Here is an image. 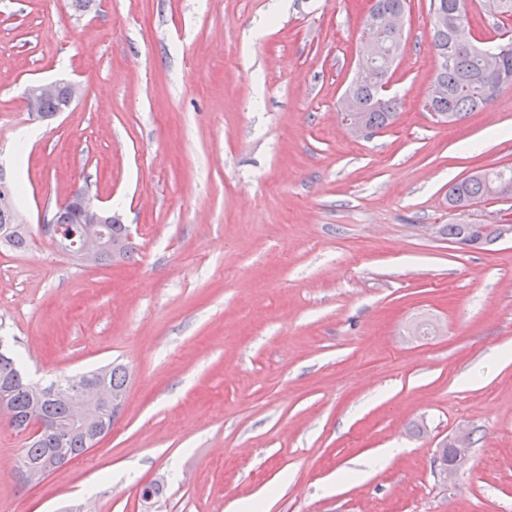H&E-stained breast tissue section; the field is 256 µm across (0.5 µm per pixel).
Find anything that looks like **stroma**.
<instances>
[{
	"label": "stroma",
	"instance_id": "35a3bbf8",
	"mask_svg": "<svg viewBox=\"0 0 512 512\" xmlns=\"http://www.w3.org/2000/svg\"><path fill=\"white\" fill-rule=\"evenodd\" d=\"M429 7L408 2L396 123L357 139L337 112L366 0H0V165L34 235L0 250V342L41 385L130 373L100 447L38 486L0 424V512H512V239L439 233L512 221L448 214L451 183L512 166V87L433 120ZM58 79L80 99L32 123L27 88ZM84 186L130 258L40 235ZM440 234L454 243L463 242L469 247L494 243L500 238L497 224H443ZM448 444H451L454 448H457L458 455L453 462L448 463V461L453 457L454 450L453 448H449ZM448 444L443 445L439 450V458L441 465L448 463V465H444L441 467V475L444 479H448L453 477L462 465L467 460L469 447L471 444V437L469 433H461L456 435L455 437H451L448 439Z\"/></svg>",
	"mask_w": 512,
	"mask_h": 512
}]
</instances>
